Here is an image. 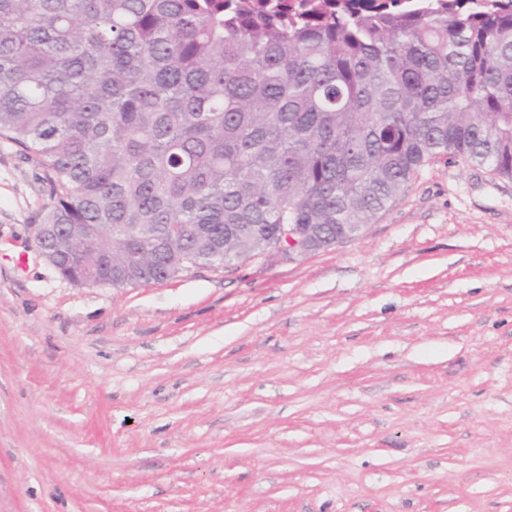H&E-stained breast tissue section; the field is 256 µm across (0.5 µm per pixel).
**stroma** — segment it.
<instances>
[{
  "label": "stroma",
  "mask_w": 512,
  "mask_h": 512,
  "mask_svg": "<svg viewBox=\"0 0 512 512\" xmlns=\"http://www.w3.org/2000/svg\"><path fill=\"white\" fill-rule=\"evenodd\" d=\"M46 199L0 139V512H512V179L127 288L47 263Z\"/></svg>",
  "instance_id": "stroma-1"
}]
</instances>
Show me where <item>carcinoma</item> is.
<instances>
[{
    "label": "carcinoma",
    "instance_id": "1",
    "mask_svg": "<svg viewBox=\"0 0 512 512\" xmlns=\"http://www.w3.org/2000/svg\"><path fill=\"white\" fill-rule=\"evenodd\" d=\"M0 137L77 282L334 239L439 155L512 178V0H0Z\"/></svg>",
    "mask_w": 512,
    "mask_h": 512
}]
</instances>
